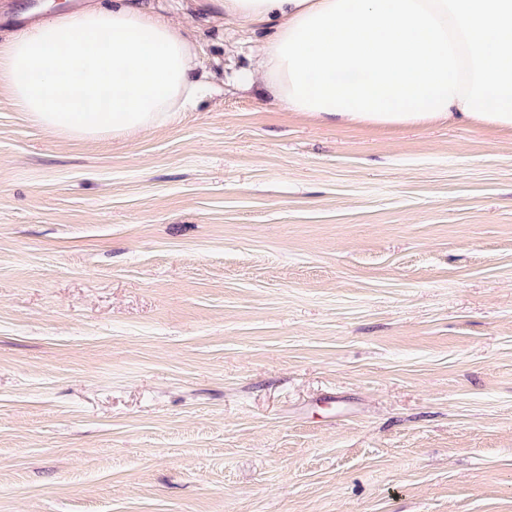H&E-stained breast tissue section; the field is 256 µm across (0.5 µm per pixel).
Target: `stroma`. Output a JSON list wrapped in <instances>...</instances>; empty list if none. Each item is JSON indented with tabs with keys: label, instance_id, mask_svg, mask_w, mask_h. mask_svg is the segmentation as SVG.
<instances>
[{
	"label": "stroma",
	"instance_id": "35a3bbf8",
	"mask_svg": "<svg viewBox=\"0 0 512 512\" xmlns=\"http://www.w3.org/2000/svg\"><path fill=\"white\" fill-rule=\"evenodd\" d=\"M142 3L195 111L86 142L0 89V512H512V132L281 111L258 34Z\"/></svg>",
	"mask_w": 512,
	"mask_h": 512
}]
</instances>
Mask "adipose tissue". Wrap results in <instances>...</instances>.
I'll return each instance as SVG.
<instances>
[{
    "label": "adipose tissue",
    "mask_w": 512,
    "mask_h": 512,
    "mask_svg": "<svg viewBox=\"0 0 512 512\" xmlns=\"http://www.w3.org/2000/svg\"><path fill=\"white\" fill-rule=\"evenodd\" d=\"M264 31L241 86L344 125L512 129V0H209ZM194 45L139 0H98L0 42V86L46 130L94 140L172 122L209 91Z\"/></svg>",
    "instance_id": "obj_1"
}]
</instances>
